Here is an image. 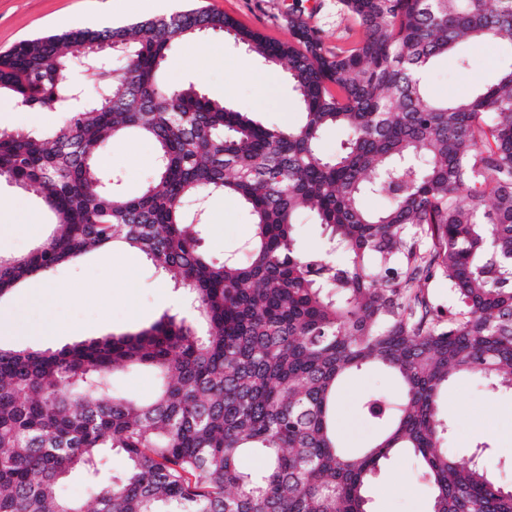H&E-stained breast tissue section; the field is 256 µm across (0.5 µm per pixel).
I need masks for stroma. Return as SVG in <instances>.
<instances>
[{
	"mask_svg": "<svg viewBox=\"0 0 512 512\" xmlns=\"http://www.w3.org/2000/svg\"><path fill=\"white\" fill-rule=\"evenodd\" d=\"M200 5L223 12L242 25L271 40L284 41L290 34L288 18L301 16L321 30L329 48L345 47L358 40L360 29L336 10V0H199ZM124 22L157 17L143 0H0V51L38 35L71 28H102L112 25L115 15ZM222 51L223 65H199L196 44ZM469 69H461L457 57L441 60L428 74L426 85L437 97H456L468 92L472 79L494 82L500 68L512 63V55L488 42L465 47ZM267 62L221 32L201 36L199 42L176 40L169 52L164 77L171 84L195 83L214 99L249 113L266 125L293 126L300 123L297 95L286 73H279L271 97H262L252 80L253 72L267 69ZM61 112H32L10 94L0 95V129L48 130L62 123ZM105 170L117 174L127 194L137 195L154 175L156 150L153 143L130 132L111 141L100 156ZM22 199L25 215L33 224L0 223V255L29 252L53 231L54 213L34 188L0 177V199ZM253 226L243 206L230 197H214L209 222L200 232L202 249L217 262L239 253L251 237ZM46 284L60 293L63 303L51 308L23 304L28 289ZM178 291L143 255L126 262L114 250L91 252L79 261L26 280L0 301V313L8 315L12 330L0 331V344L34 350L56 349L77 341L134 332L155 322L164 312L184 310ZM77 329V336H44L47 322ZM399 385L387 370L364 368L349 379L336 401L339 437L345 448L368 446L379 434L378 423L368 416L363 400L372 394L395 396ZM440 410L454 425L450 453L461 463L483 454L492 464L495 479L512 486V393H492L485 385L462 377L450 383ZM483 434H475V426ZM368 496L371 512H430L429 489L417 477L413 457L400 455L387 462L372 480Z\"/></svg>",
	"mask_w": 512,
	"mask_h": 512,
	"instance_id": "1",
	"label": "stroma"
}]
</instances>
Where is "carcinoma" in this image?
I'll return each instance as SVG.
<instances>
[{"label": "carcinoma", "mask_w": 512, "mask_h": 512, "mask_svg": "<svg viewBox=\"0 0 512 512\" xmlns=\"http://www.w3.org/2000/svg\"><path fill=\"white\" fill-rule=\"evenodd\" d=\"M362 30L333 52L301 18L271 42L208 7L106 30L71 29L0 52V92L34 112L100 91L50 132L0 131V177L37 188L57 232L0 256V298L34 273L124 245L190 303L137 332L31 351L0 347V512H370L381 465L411 454L431 512H512V488L487 463L448 454V383L512 392V63L491 84L439 99L433 63L466 44L512 55V0H338ZM220 31L282 68L296 126L268 127L162 77L173 40ZM118 68H101L109 57ZM348 138L334 158L327 131ZM128 131L157 146L154 179L131 196L98 164ZM371 194L388 204L370 211ZM238 200L254 226L247 260L216 262L197 226L209 200ZM329 230L295 247L301 215ZM448 283L442 318L429 282ZM391 371L398 399L363 403L383 432L340 446L336 398L351 374ZM161 378L144 400L112 392L115 374ZM106 449L126 466L93 487V508L64 499ZM257 453L263 467H243Z\"/></svg>", "instance_id": "carcinoma-1"}]
</instances>
